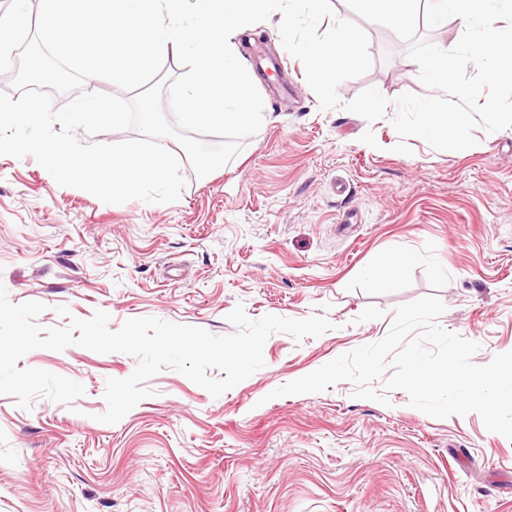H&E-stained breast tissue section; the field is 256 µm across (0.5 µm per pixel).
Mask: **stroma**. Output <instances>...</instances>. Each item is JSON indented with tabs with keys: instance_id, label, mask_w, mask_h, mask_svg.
I'll return each instance as SVG.
<instances>
[{
	"instance_id": "1",
	"label": "stroma",
	"mask_w": 512,
	"mask_h": 512,
	"mask_svg": "<svg viewBox=\"0 0 512 512\" xmlns=\"http://www.w3.org/2000/svg\"><path fill=\"white\" fill-rule=\"evenodd\" d=\"M374 58L324 110L276 18L239 36L267 120L241 152L197 177L176 140L185 186L170 204H106L59 186L34 157L0 155V284L11 302L45 304L43 327L106 311L111 329L156 317L227 335L228 314L304 319L332 330L272 334L265 364L219 397L172 368L150 397L105 424L108 379L136 358L73 345L36 349L18 368L81 383L65 406L0 395V512H512V440L478 414L433 418L406 392L388 404L328 390L272 397L387 333L397 308L426 295L440 325L478 342L475 364L512 351V128L476 130L442 151L394 152L396 106L370 123L345 110L364 89L423 93L408 45L363 22ZM283 58L280 72L261 69ZM410 252L397 287H368L367 266ZM70 315L62 317L58 307Z\"/></svg>"
}]
</instances>
